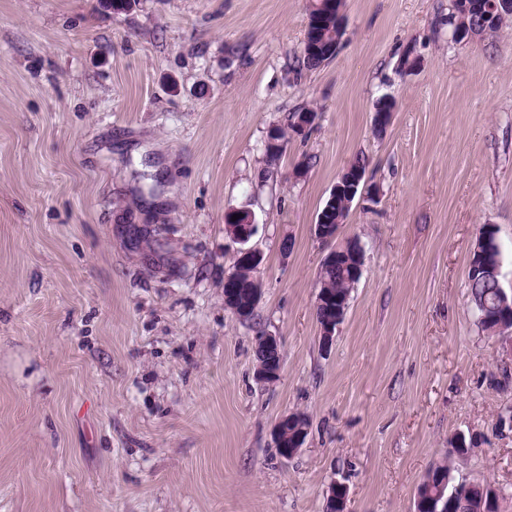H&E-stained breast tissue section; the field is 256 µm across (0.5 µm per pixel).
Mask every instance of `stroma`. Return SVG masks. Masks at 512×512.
<instances>
[{
    "instance_id": "obj_1",
    "label": "stroma",
    "mask_w": 512,
    "mask_h": 512,
    "mask_svg": "<svg viewBox=\"0 0 512 512\" xmlns=\"http://www.w3.org/2000/svg\"><path fill=\"white\" fill-rule=\"evenodd\" d=\"M450 6L345 0L335 58L306 70L308 0H0V512H323L334 481L349 512H414L446 461L512 512V343L467 290L490 224L512 294V25L458 43ZM305 108L315 127L269 158ZM358 157L378 199L324 243ZM240 208L263 255L246 321L224 306ZM353 237L326 352L319 272ZM268 334L283 369L264 385ZM293 411L310 426L286 460L272 429ZM460 433L478 445L456 455ZM318 221L320 224H314L315 236L322 242L330 243L336 238L339 227H328L329 224H338L347 217L345 209L342 206V200L327 204L325 201L323 208L319 212Z\"/></svg>"
}]
</instances>
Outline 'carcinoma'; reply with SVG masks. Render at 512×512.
Wrapping results in <instances>:
<instances>
[{"label": "carcinoma", "instance_id": "1", "mask_svg": "<svg viewBox=\"0 0 512 512\" xmlns=\"http://www.w3.org/2000/svg\"><path fill=\"white\" fill-rule=\"evenodd\" d=\"M309 42L301 48V63L307 69L320 67L324 62L336 55L344 29L336 23V14L328 11L326 4L309 5ZM484 14L481 11V0H452L451 11L448 13V26L451 32L472 30L479 34L484 29ZM347 217L342 201L324 204L318 216L322 224H337ZM495 240L492 226L480 228L479 235L473 244V260L468 272V290L470 302L478 310L484 305H494L499 298L502 286L496 269L500 264V251L497 246L490 245ZM361 246L358 240L347 241L343 247L340 260L324 264L319 274L320 289L331 295V302L316 309V318L323 319L333 316L332 309L336 302L349 303L351 294L358 279L352 277V270L358 263ZM255 268L234 264L232 274L242 285L239 290L240 300H247L251 292L260 287L254 277ZM445 484V496H453L451 509L453 512H479L484 503L491 502V482L473 481L459 494H454L456 482L453 469L443 463L429 468L420 482L416 495L421 498L419 508L423 509L433 501L439 485Z\"/></svg>", "mask_w": 512, "mask_h": 512}]
</instances>
